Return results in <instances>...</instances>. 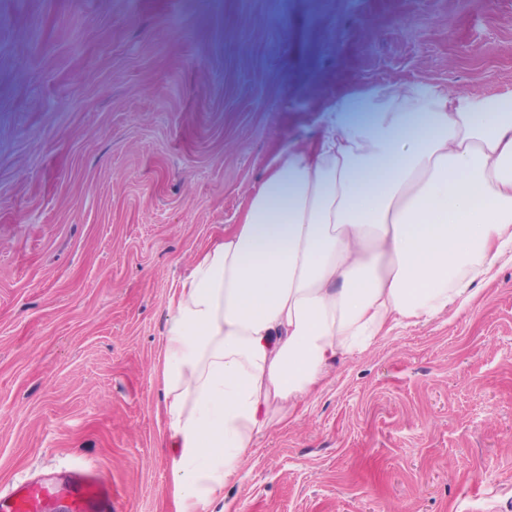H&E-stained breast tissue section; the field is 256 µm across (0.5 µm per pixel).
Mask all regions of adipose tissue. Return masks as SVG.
Listing matches in <instances>:
<instances>
[{
  "label": "adipose tissue",
  "mask_w": 512,
  "mask_h": 512,
  "mask_svg": "<svg viewBox=\"0 0 512 512\" xmlns=\"http://www.w3.org/2000/svg\"><path fill=\"white\" fill-rule=\"evenodd\" d=\"M292 144L223 238L194 253L160 375L174 512L224 499L243 457L344 356L469 302L512 263V100L352 88Z\"/></svg>",
  "instance_id": "ef3b65f1"
}]
</instances>
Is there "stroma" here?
<instances>
[{
  "mask_svg": "<svg viewBox=\"0 0 512 512\" xmlns=\"http://www.w3.org/2000/svg\"><path fill=\"white\" fill-rule=\"evenodd\" d=\"M396 82L512 94V0H0L1 495L93 471L166 512L172 289L336 94ZM224 496L512 512V264L335 363Z\"/></svg>",
  "mask_w": 512,
  "mask_h": 512,
  "instance_id": "1",
  "label": "stroma"
}]
</instances>
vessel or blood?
<instances>
[{
	"label": "vessel or blood",
	"instance_id": "obj_1",
	"mask_svg": "<svg viewBox=\"0 0 512 512\" xmlns=\"http://www.w3.org/2000/svg\"><path fill=\"white\" fill-rule=\"evenodd\" d=\"M61 501L68 512H112L111 487L93 473L62 490L50 484L23 482L13 494L0 498V512H55Z\"/></svg>",
	"mask_w": 512,
	"mask_h": 512
}]
</instances>
